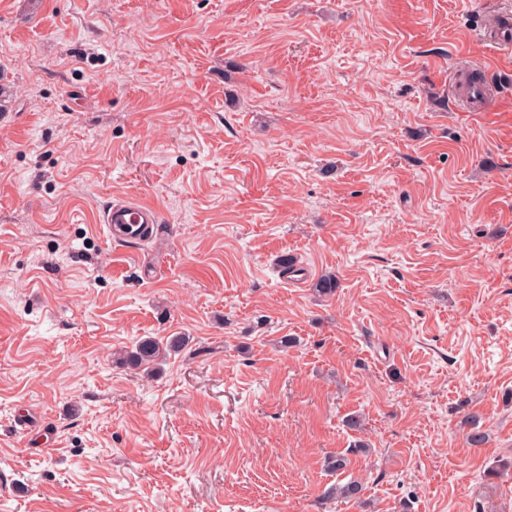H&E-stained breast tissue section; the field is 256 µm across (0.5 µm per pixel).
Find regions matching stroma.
I'll list each match as a JSON object with an SVG mask.
<instances>
[{
  "mask_svg": "<svg viewBox=\"0 0 512 512\" xmlns=\"http://www.w3.org/2000/svg\"><path fill=\"white\" fill-rule=\"evenodd\" d=\"M505 13L0 0V512H512ZM116 199L152 240L109 238ZM109 235L123 241L143 240L152 224H160V211L152 204L138 201H111L102 213ZM187 345L184 336H169L165 344L154 338L139 340L131 349L115 354V362L123 367L147 369V374L172 355L179 354Z\"/></svg>",
  "mask_w": 512,
  "mask_h": 512,
  "instance_id": "obj_1",
  "label": "stroma"
}]
</instances>
